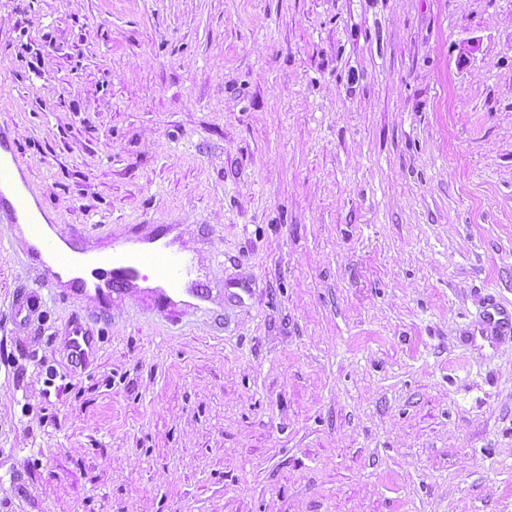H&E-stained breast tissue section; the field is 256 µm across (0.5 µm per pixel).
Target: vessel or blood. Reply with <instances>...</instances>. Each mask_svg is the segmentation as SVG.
Here are the masks:
<instances>
[{
    "label": "vessel or blood",
    "instance_id": "vessel-or-blood-1",
    "mask_svg": "<svg viewBox=\"0 0 512 512\" xmlns=\"http://www.w3.org/2000/svg\"><path fill=\"white\" fill-rule=\"evenodd\" d=\"M18 164L8 132L0 126V210H8L12 223L26 224L27 250L51 288L66 287L76 296L92 297L106 305L150 277L155 281L153 292L160 311L170 318L175 315V295L194 294L189 260L174 241L154 234L116 241L106 251H63L62 242L82 238V231L53 235L36 222L28 204L34 186L27 179L18 185L13 182Z\"/></svg>",
    "mask_w": 512,
    "mask_h": 512
}]
</instances>
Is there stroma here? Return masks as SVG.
I'll return each instance as SVG.
<instances>
[{"label": "stroma", "instance_id": "1", "mask_svg": "<svg viewBox=\"0 0 512 512\" xmlns=\"http://www.w3.org/2000/svg\"><path fill=\"white\" fill-rule=\"evenodd\" d=\"M1 123L211 303L0 249V512H512V0H0Z\"/></svg>", "mask_w": 512, "mask_h": 512}]
</instances>
